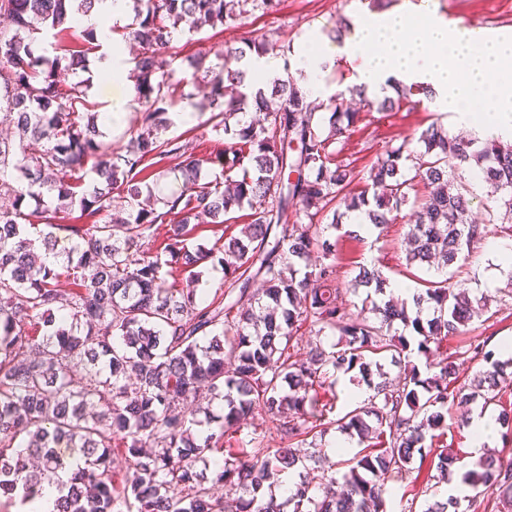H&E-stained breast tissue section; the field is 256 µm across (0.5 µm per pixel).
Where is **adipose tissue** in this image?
Here are the masks:
<instances>
[{
  "instance_id": "1",
  "label": "adipose tissue",
  "mask_w": 512,
  "mask_h": 512,
  "mask_svg": "<svg viewBox=\"0 0 512 512\" xmlns=\"http://www.w3.org/2000/svg\"><path fill=\"white\" fill-rule=\"evenodd\" d=\"M357 60L356 84L380 92L389 78L438 92L452 121L477 138H512V36L489 37L431 11L405 9L359 20L343 47L323 44L299 67L318 93L320 66L336 54Z\"/></svg>"
}]
</instances>
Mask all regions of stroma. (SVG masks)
I'll list each match as a JSON object with an SVG mask.
<instances>
[{"mask_svg": "<svg viewBox=\"0 0 512 512\" xmlns=\"http://www.w3.org/2000/svg\"><path fill=\"white\" fill-rule=\"evenodd\" d=\"M411 3L434 11L454 24L484 26L496 36L512 35V0H279L276 12H257L242 20L227 22L223 27L185 34L173 41V77L190 79V56L203 54L206 65L216 67L222 63L223 53L240 46L243 38L265 36L278 44L275 58H286L288 75L301 86L306 78L298 74L295 64L311 40L330 42L337 29L341 30L343 39H350L353 35L351 26L359 17L401 10ZM285 44L291 47L286 54L281 51ZM355 66V60L339 56L323 69L319 76L325 89L321 98L323 107L317 111L316 120L327 117L326 105L331 98L354 86ZM379 102L376 96L351 97L352 107L361 112L360 119L352 127L349 137L337 140L333 145L339 158L354 163L352 189L356 192L368 183L372 165L387 148L401 145L408 152H417L421 149L418 137L429 125L436 123L448 130L453 127L450 112L435 106L432 98L422 99L417 104L403 102L399 110L393 112L379 111ZM174 109L195 113L196 119L186 123L171 120L165 131L166 137L199 143V151L203 154L223 148V134L208 124L207 114L198 112L194 101H177ZM487 191L483 184L471 188L470 216L480 224L483 237L468 264L452 270L451 283L454 288L467 290L472 295L489 296L490 303L483 316L474 320L464 334L450 337L434 351L433 356L437 359L462 355L468 344L477 339H489L494 348L503 341H512V275L502 269L498 256L489 248L490 243L506 238L501 231L503 211L488 197ZM424 194L423 186H413L409 194L410 204L403 207L394 223L375 230L373 236L352 239L333 229L326 231V238L336 249L341 283H348L362 265L378 268L391 280L417 282L421 272L407 266L403 237L414 211L413 203Z\"/></svg>", "mask_w": 512, "mask_h": 512, "instance_id": "stroma-1", "label": "stroma"}]
</instances>
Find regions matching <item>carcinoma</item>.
Here are the masks:
<instances>
[{
    "mask_svg": "<svg viewBox=\"0 0 512 512\" xmlns=\"http://www.w3.org/2000/svg\"><path fill=\"white\" fill-rule=\"evenodd\" d=\"M102 2L0 0L11 23L0 31V125L8 129L0 133V197L10 199L0 207V493L23 502L56 482L67 489L56 512H120L119 502L126 512H387L393 483L414 461L430 460L426 482L448 481L459 456L443 443L446 414L498 401L501 362L476 340L467 353L484 362L479 379L460 382L452 356L427 363L431 375L423 378L407 355L410 341L392 330L398 321L412 328L426 356L463 332L488 299L445 278L426 281L412 303L399 302L387 295L382 272L363 266L353 288L380 300L353 314L338 304L336 265L308 268L312 252L333 247L312 220L343 200L383 228L419 181L427 197L403 239L406 261L446 274L482 238L456 178L476 171L512 216V145L492 139L475 149L432 124L420 133L423 151L409 158L392 147L372 166V186L383 193L354 194L350 164L330 145L359 114L336 97L324 135L294 81L273 82L268 95L242 92L251 54L273 48L253 39L227 50L218 71L194 65L193 76L209 88V121L224 132V150L199 157L193 143L161 138L176 98L193 96L172 82L165 50L180 31L214 29L278 0H131L123 37L139 46L129 77L141 110L136 136L114 153L86 82L60 84L61 72L83 65L85 55L36 52L43 37L98 14ZM113 32L100 20L86 24L84 39L96 49ZM250 104L264 123L245 121ZM166 158L178 160L182 182L159 198L145 178ZM205 163L221 166L223 180L200 182ZM246 205L251 221L220 250L188 245L200 219L222 224ZM76 209L82 223H57ZM38 214L49 232L31 222ZM303 216L310 223H299ZM158 224L166 237L146 252ZM58 230L78 241L60 244ZM214 260L224 267V289L210 299L197 293V268ZM175 272L185 283L168 281ZM62 277L71 288L59 287ZM36 319L40 342L31 332ZM304 327L338 334V349L301 352ZM379 356L390 357L396 375L381 371ZM78 367L84 376L76 386ZM354 369L372 394L336 420L363 445L344 461L340 484L336 463L293 444L329 424L330 372ZM205 391L224 411L219 432L206 436L194 430L201 425L194 405ZM259 412L273 430L243 440L244 421ZM277 439L288 447H271ZM117 441L131 462L120 485L111 471ZM208 452L218 454L215 482L228 488L221 498L197 470ZM461 481L475 492L471 503L494 487L512 507V462L496 453L482 452ZM459 507L453 497H433L423 512Z\"/></svg>",
    "mask_w": 512,
    "mask_h": 512,
    "instance_id": "carcinoma-1",
    "label": "carcinoma"
}]
</instances>
